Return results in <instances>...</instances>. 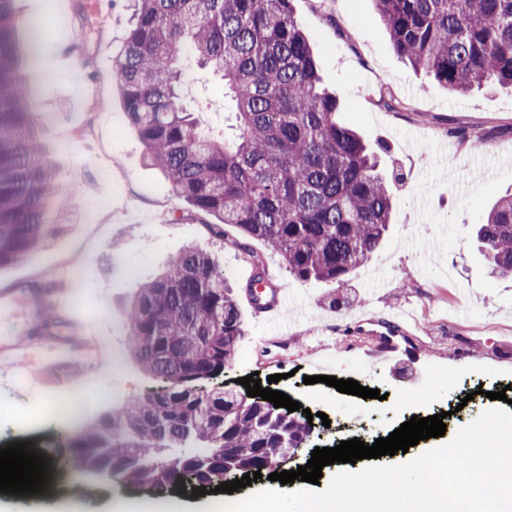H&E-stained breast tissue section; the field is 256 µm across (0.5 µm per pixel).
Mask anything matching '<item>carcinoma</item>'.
<instances>
[{"instance_id":"1","label":"carcinoma","mask_w":512,"mask_h":512,"mask_svg":"<svg viewBox=\"0 0 512 512\" xmlns=\"http://www.w3.org/2000/svg\"><path fill=\"white\" fill-rule=\"evenodd\" d=\"M15 0H0V267L29 256L43 240L42 206L63 191L31 131L17 66L15 35L29 21ZM389 39L416 70L451 92L483 82L512 87V0H374ZM190 54L224 80L234 106V135L204 133L184 103ZM129 127L143 160L159 169L172 193L241 232L235 246L252 261L246 284L270 282L249 240L278 251L304 281L343 284L367 264L388 230L389 186L377 172L379 151L336 120V97L320 88L310 43L292 0H137L121 51L112 59ZM448 134L472 150L485 137L462 128ZM492 272L512 277V192L499 197L479 225ZM129 352L172 386L108 411L69 439L78 469L111 468L137 485L162 491L182 482L220 480L224 465L258 471L259 456L282 448L287 409L247 393L211 391L199 381L224 377L245 331L236 294L215 259L191 244L162 275L146 282L129 307ZM66 323L49 305L33 334L60 336ZM136 455L140 466L130 460ZM211 457L207 472L191 463ZM186 460L176 479L155 460Z\"/></svg>"}]
</instances>
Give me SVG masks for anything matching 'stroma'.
<instances>
[{
    "instance_id": "1",
    "label": "stroma",
    "mask_w": 512,
    "mask_h": 512,
    "mask_svg": "<svg viewBox=\"0 0 512 512\" xmlns=\"http://www.w3.org/2000/svg\"><path fill=\"white\" fill-rule=\"evenodd\" d=\"M135 0H18L25 18L47 25L38 62L28 54L29 32L16 34L19 64L33 105L30 127L46 151L61 197L44 208L48 233L27 259L0 269V290L17 292L39 280L55 285L71 261L84 266L82 295L89 315L77 328L103 349L126 351L128 306L141 284L167 268L190 243L211 253L235 288L245 334L224 369L225 392L238 393L240 378L279 375L275 388L314 412L315 428L300 459L332 445L342 432L373 440L418 412H446V438L494 402L480 389L512 385V278L492 276L477 250L475 228L497 198L512 187V89L448 93L414 70L393 49L373 0H293L309 39L322 85L339 100L337 120L372 145L385 148L380 167L395 197L391 225L381 247L345 285L303 281L291 274L266 242L251 243L266 265L277 294L288 300L279 319L249 302L244 285L251 266L233 242L201 226L192 207L176 198L164 175L142 161L144 147L128 127L112 59L121 50ZM195 77L186 91L207 133L228 125L224 101L213 94L220 75L189 61ZM384 98L409 103L406 112L381 106ZM459 127L483 134L482 151H470L447 134ZM108 164L120 188L108 193L98 167ZM112 201L96 223L84 220V203ZM337 295L339 308L325 300ZM338 377L360 364L378 402L352 400L323 383L304 384L316 364ZM107 363L64 371L65 383H83L89 394L112 387L93 404L92 416L118 409L160 390L162 380L134 359L110 375ZM454 374L424 401H407L417 377ZM24 370L0 371V401L37 404L60 394L54 383L25 385ZM333 418L323 426L322 415ZM155 491L122 478L99 483L59 472L42 493L43 512L62 504L80 512H112L117 499L153 500Z\"/></svg>"
}]
</instances>
